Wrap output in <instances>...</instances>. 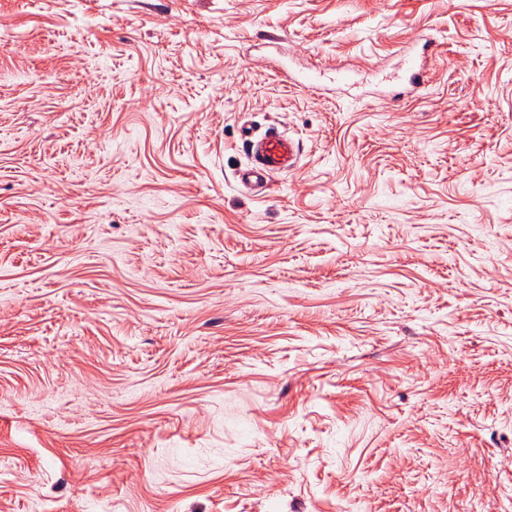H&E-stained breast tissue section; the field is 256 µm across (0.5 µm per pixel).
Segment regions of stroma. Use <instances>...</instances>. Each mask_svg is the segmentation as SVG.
<instances>
[{"label": "stroma", "mask_w": 512, "mask_h": 512, "mask_svg": "<svg viewBox=\"0 0 512 512\" xmlns=\"http://www.w3.org/2000/svg\"><path fill=\"white\" fill-rule=\"evenodd\" d=\"M1 32L0 512H512V0ZM251 166L239 173L240 181L257 190H264L276 173L294 171L298 166V146L285 133L269 128L262 136L250 132L243 139Z\"/></svg>", "instance_id": "1"}]
</instances>
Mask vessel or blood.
Segmentation results:
<instances>
[{
    "mask_svg": "<svg viewBox=\"0 0 512 512\" xmlns=\"http://www.w3.org/2000/svg\"><path fill=\"white\" fill-rule=\"evenodd\" d=\"M244 144L250 166L239 174L240 181L253 189L264 190L277 173L294 171L298 166V146L288 135L268 129L262 136H248Z\"/></svg>",
    "mask_w": 512,
    "mask_h": 512,
    "instance_id": "vessel-or-blood-1",
    "label": "vessel or blood"
}]
</instances>
